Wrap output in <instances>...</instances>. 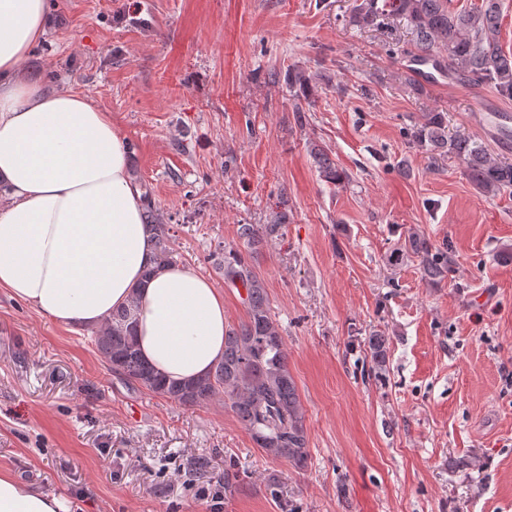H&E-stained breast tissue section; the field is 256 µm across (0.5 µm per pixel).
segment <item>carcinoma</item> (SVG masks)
<instances>
[{
  "label": "carcinoma",
  "mask_w": 512,
  "mask_h": 512,
  "mask_svg": "<svg viewBox=\"0 0 512 512\" xmlns=\"http://www.w3.org/2000/svg\"><path fill=\"white\" fill-rule=\"evenodd\" d=\"M354 0L349 22L360 28H387L403 23L413 35L418 56L446 53L448 78L460 77L472 86L488 87L501 98L512 100V54L499 41L502 0H481L469 10L451 7L450 0ZM288 83L299 87L293 112L304 118L301 99L311 92L310 79L300 72L288 75ZM409 139L436 155L451 156L464 176L484 194L495 195L512 189V162L492 154L465 134L448 135L441 112H427L409 133ZM310 154L321 178L343 186L350 175L331 159L328 151L313 142ZM145 223L151 225L152 248L158 264L173 262L169 246L170 228L152 203L150 191L143 194ZM286 223L279 214L270 224H241L242 247L224 249L220 271L224 284L245 292L246 319L226 329L224 357L206 375L182 382H168L141 356L131 335L133 308L128 305L112 312L96 331L94 344L112 372L128 386L146 389L182 405L200 406L215 395L224 394V407L231 410L248 431L253 443L267 456L284 459L294 467H305L308 437L298 389L288 368V355L272 313L266 283L254 270L257 248L277 237ZM407 250L419 258L423 275L434 283L448 273V249L437 247L417 234L408 236ZM374 376L387 370V340L371 333L365 341Z\"/></svg>",
  "instance_id": "1"
}]
</instances>
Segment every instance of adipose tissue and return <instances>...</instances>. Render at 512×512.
Wrapping results in <instances>:
<instances>
[{
    "instance_id": "1",
    "label": "adipose tissue",
    "mask_w": 512,
    "mask_h": 512,
    "mask_svg": "<svg viewBox=\"0 0 512 512\" xmlns=\"http://www.w3.org/2000/svg\"><path fill=\"white\" fill-rule=\"evenodd\" d=\"M47 0H0V288L65 327L135 306L132 334L166 380L224 354V295L180 264L157 265L125 138L111 113L25 68ZM0 512H67L0 473Z\"/></svg>"
}]
</instances>
